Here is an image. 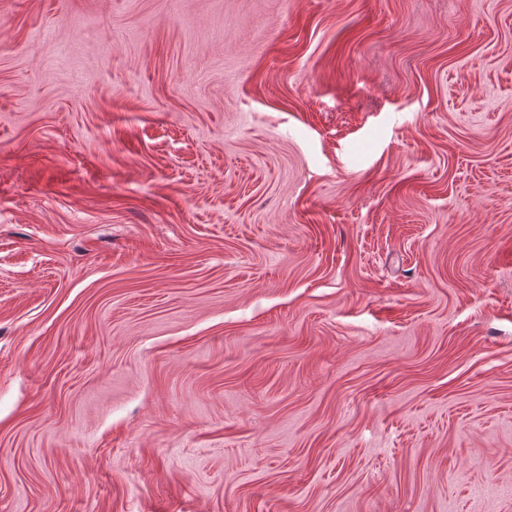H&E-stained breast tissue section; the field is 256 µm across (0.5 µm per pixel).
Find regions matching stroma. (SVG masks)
Segmentation results:
<instances>
[{"label": "stroma", "instance_id": "35a3bbf8", "mask_svg": "<svg viewBox=\"0 0 512 512\" xmlns=\"http://www.w3.org/2000/svg\"><path fill=\"white\" fill-rule=\"evenodd\" d=\"M0 512H512V0H0Z\"/></svg>", "mask_w": 512, "mask_h": 512}]
</instances>
